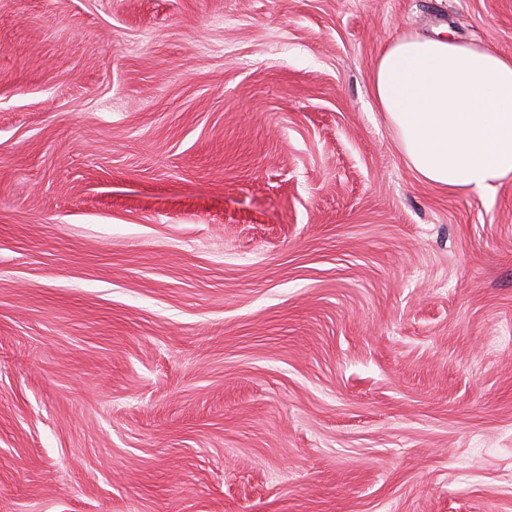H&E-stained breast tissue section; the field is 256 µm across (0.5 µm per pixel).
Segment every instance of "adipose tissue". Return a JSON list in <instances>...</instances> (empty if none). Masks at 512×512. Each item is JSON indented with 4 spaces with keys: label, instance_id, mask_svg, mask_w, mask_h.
<instances>
[{
    "label": "adipose tissue",
    "instance_id": "obj_1",
    "mask_svg": "<svg viewBox=\"0 0 512 512\" xmlns=\"http://www.w3.org/2000/svg\"><path fill=\"white\" fill-rule=\"evenodd\" d=\"M370 86L422 182L483 194L512 177L511 55L403 37L380 53Z\"/></svg>",
    "mask_w": 512,
    "mask_h": 512
}]
</instances>
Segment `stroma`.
<instances>
[{"label":"stroma","mask_w":512,"mask_h":512,"mask_svg":"<svg viewBox=\"0 0 512 512\" xmlns=\"http://www.w3.org/2000/svg\"><path fill=\"white\" fill-rule=\"evenodd\" d=\"M512 0H0V512H512V179H417L387 42Z\"/></svg>","instance_id":"obj_1"}]
</instances>
